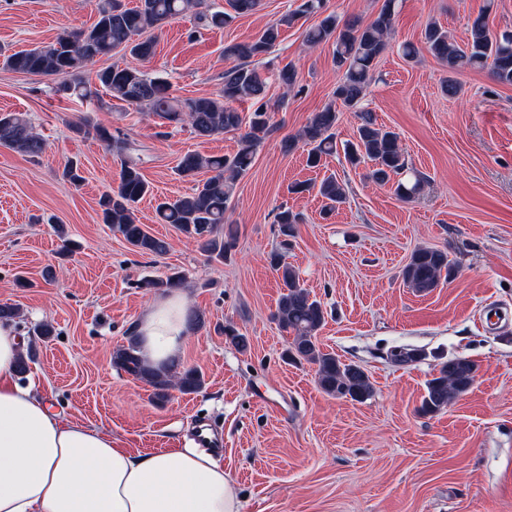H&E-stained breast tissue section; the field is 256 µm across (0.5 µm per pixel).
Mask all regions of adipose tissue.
<instances>
[{"mask_svg": "<svg viewBox=\"0 0 512 512\" xmlns=\"http://www.w3.org/2000/svg\"><path fill=\"white\" fill-rule=\"evenodd\" d=\"M134 333L154 368L177 360L191 333L184 295L155 299ZM20 340L0 322V512H239L230 476L194 448L133 453L111 435L52 414L14 380Z\"/></svg>", "mask_w": 512, "mask_h": 512, "instance_id": "adipose-tissue-1", "label": "adipose tissue"}]
</instances>
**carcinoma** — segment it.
Here are the masks:
<instances>
[{
    "label": "carcinoma",
    "mask_w": 512,
    "mask_h": 512,
    "mask_svg": "<svg viewBox=\"0 0 512 512\" xmlns=\"http://www.w3.org/2000/svg\"><path fill=\"white\" fill-rule=\"evenodd\" d=\"M227 2L230 10L207 16L211 25L221 27L237 15L253 12L261 0ZM396 3L397 0H383L377 16L368 23L341 20L329 14L306 31L308 45L332 46L333 61L341 77L333 91V100L314 113L298 135L283 140L282 149L290 153L303 143L309 146L308 165L320 166L324 157L337 152L334 132L337 107L352 109L358 125L355 139L343 144L347 162L354 168L371 163L369 178L379 185H391L399 199L409 201L420 192L424 177L409 165L396 133L379 126L373 112L362 106L374 80L377 61L389 45ZM195 6V0H138L136 6L129 8L123 0H101L98 19L91 28L66 33L46 46L5 55L0 64L13 71L56 79L55 91L66 95L93 97L101 88L112 98L135 108H146L171 125L187 123L200 137L237 132L238 147L230 156L199 153L181 156L177 165L179 175L193 178L205 169L211 176L198 182L191 194L164 199L156 206L163 223L173 225L185 237L198 242L210 257L223 262L230 259L235 247L233 234L222 232L234 183L250 170L259 147L274 131L265 102L266 82L253 64L276 46L282 27L321 11L324 0H301L294 11L269 23L252 41L225 47L224 56L237 58L241 63L224 71V84L216 96L178 100L169 93L167 81L148 76L140 67L154 52V40L144 33L162 27ZM423 45L450 74L464 69H486L494 82L512 85V31H494L484 13L472 21L470 38L464 46L452 42L448 32L435 23L425 27ZM117 49L127 52L132 61L123 65L114 63L97 71L96 87L80 78L84 67ZM244 102L253 107L247 118L237 108ZM73 130L78 134H92L109 145L114 140L108 127L87 119L76 123ZM0 143L30 157L39 156L45 146L22 113H0ZM149 193L150 186L139 163L129 157L121 163L117 189L104 194L100 206L102 222L111 227L113 234L121 236L133 251L157 257L168 252V243L147 231L135 217L136 204ZM318 195L326 215L347 200L345 184L334 174L321 180ZM300 221V214L291 208H279L276 224L283 236L282 249H288L293 225ZM270 266L281 288L275 319L293 336L285 358L316 365L318 386L329 396L358 402L368 399L373 387L366 372L320 348L317 332L326 314L321 302L310 296L298 272L285 262L283 253H272ZM402 275L405 284L414 291L430 293L452 280L455 268L448 260L447 251L420 247L411 254ZM181 284L182 275L174 272L165 277L144 278L139 287L165 292ZM113 363L149 385L158 402L167 401L173 390L189 394L204 386L203 375L195 368L178 371L174 363L158 369L148 366L133 338L113 352ZM475 373L476 364L467 358L441 363L438 374L426 383L421 412L436 415L444 411L470 389Z\"/></svg>",
    "instance_id": "1"
}]
</instances>
